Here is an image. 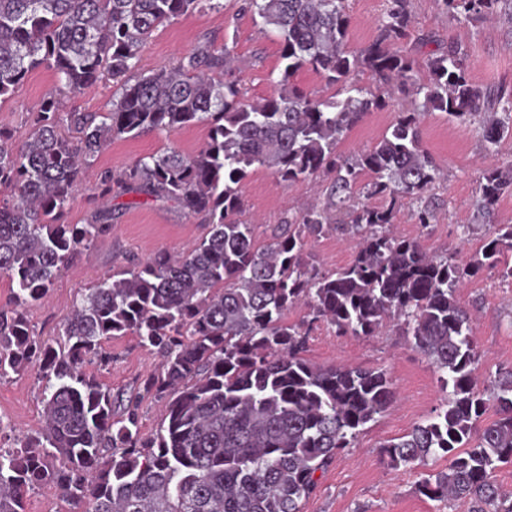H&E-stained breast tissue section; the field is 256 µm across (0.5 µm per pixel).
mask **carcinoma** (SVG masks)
<instances>
[{
  "label": "carcinoma",
  "instance_id": "obj_1",
  "mask_svg": "<svg viewBox=\"0 0 512 512\" xmlns=\"http://www.w3.org/2000/svg\"><path fill=\"white\" fill-rule=\"evenodd\" d=\"M213 0H0V104L30 72L44 67L54 94L27 113L21 141L0 128V276L16 284L0 307V379L41 367L43 426L0 448V512H25L28 493L52 488L71 512H300L316 489L315 474L391 403L386 371L319 367L305 352L318 323L336 334L371 336L394 323L452 386L435 415L382 447L393 469L430 458L448 467L423 478L431 500L468 499L473 512H512L497 470L512 464V369L491 380L495 418L475 372L479 353L472 317L456 300L465 277L483 267L512 277V224L496 221L512 169L485 170L474 207L489 233L464 264L394 235L395 206L420 203L424 226L435 219L423 199L438 169L423 147L421 118L481 115L482 141L496 151L512 134L496 117L487 92L470 78L465 47L451 43L418 76L407 0H391L379 35L347 45L345 0H243L281 40L283 68L274 95L245 99L224 82L232 51L205 41L171 70L136 73L139 52L165 22ZM451 16L489 14L500 0H442ZM395 80L412 93L391 130L371 150L340 160L343 133L382 100L349 82L358 67ZM340 85L312 97L290 84L301 68ZM108 74L120 83L106 115L65 110L64 99ZM208 125L204 146L139 158L102 175L95 190L108 206L84 224H64L87 168L115 139ZM253 167L279 182L334 174L326 202L288 218L264 242L239 219L241 187ZM370 181L364 197L354 188ZM143 195L202 214L208 236L181 255L133 259L73 301L61 338L35 339L27 309L41 301L70 256L112 228V198ZM341 228L357 239L355 258L333 274L306 260L308 239ZM305 303L308 317L288 321ZM132 335L154 349L160 366L144 389L164 401L165 418L151 438L141 434L136 397L81 370L108 363L104 344Z\"/></svg>",
  "mask_w": 512,
  "mask_h": 512
}]
</instances>
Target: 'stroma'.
<instances>
[{
	"mask_svg": "<svg viewBox=\"0 0 512 512\" xmlns=\"http://www.w3.org/2000/svg\"><path fill=\"white\" fill-rule=\"evenodd\" d=\"M389 0H347L348 45L356 48L374 40ZM414 34L427 40L413 46L419 63L438 55L448 43L466 45L472 62L471 78L483 89L512 94V0H501L495 16L462 22L448 20L440 0H409ZM228 45L235 61L224 72L248 100L258 101L277 89L281 72V43L276 32L256 23L241 11L237 0H220L215 8L187 13L157 28L139 53L141 74L171 67L204 41ZM352 83L380 96L382 108L367 113L339 141L336 152L351 158L372 149L385 135L398 112L404 111L411 94L396 84L379 81L369 70L359 69ZM50 70L32 71L14 97L0 106V127L17 138L27 132V113L54 93ZM208 127L197 123L182 129L153 131L113 140L88 169L84 183L63 217L64 223H85L98 207L94 188L102 171H119L140 157L169 146L191 154L206 142ZM423 144L440 168V175L426 200L435 212L432 224H416L415 202L404 199L396 206L392 230L416 240L431 252L460 262L479 252L488 228L481 224L472 205L484 168L512 166V138L505 139L496 157L482 149L481 120L449 118L441 112L427 114L421 123ZM331 177L320 174L293 183H280L263 167L252 168L242 187L243 214L254 224L259 240H266L289 215L327 199ZM112 228L99 236L89 250L76 253L47 295L28 310L37 338L55 339L74 297L93 287L128 257L147 258L155 252L179 253L204 238L208 226L202 217L185 215L176 205L123 196L112 203ZM308 256L321 271L332 273L354 258L348 234L332 230L311 238ZM459 303L473 316V336L480 352L476 371L479 387H486L502 371L512 369V279L496 270L482 269L465 278L457 291ZM104 348L109 364L85 363V372L120 394H140V427L151 435L164 419L159 401L143 393L144 379L157 368L160 357L140 346L136 337H112ZM306 358L318 366L334 364L381 368L396 391L388 410L369 423L354 447L345 449L318 476V486L304 503L303 512H471L466 500L433 501L421 496L417 486L428 474L446 467L432 459L412 469L393 470L384 465L383 444L399 438L429 418L446 395L434 366L396 328L371 336H339L327 324L312 331ZM42 374L31 365L23 374L0 379V446L11 447L15 438L34 434L42 426Z\"/></svg>",
	"mask_w": 512,
	"mask_h": 512,
	"instance_id": "obj_1",
	"label": "stroma"
}]
</instances>
